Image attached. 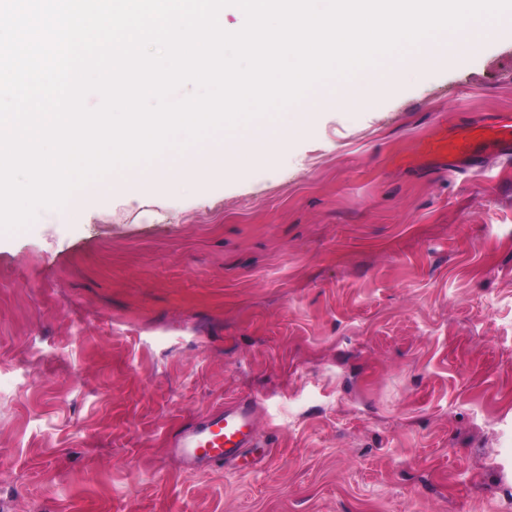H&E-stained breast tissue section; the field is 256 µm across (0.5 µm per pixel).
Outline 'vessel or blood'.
<instances>
[{
  "label": "vessel or blood",
  "mask_w": 512,
  "mask_h": 512,
  "mask_svg": "<svg viewBox=\"0 0 512 512\" xmlns=\"http://www.w3.org/2000/svg\"><path fill=\"white\" fill-rule=\"evenodd\" d=\"M512 154V113L497 114L491 122L472 121L455 134L424 145L422 153L434 166L448 173L479 168L485 153ZM256 407L241 399L210 412L198 425L179 432L173 453L184 462L201 465L225 463L236 471H250L258 464Z\"/></svg>",
  "instance_id": "vessel-or-blood-1"
}]
</instances>
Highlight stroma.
I'll list each match as a JSON object with an SVG mask.
<instances>
[{
	"label": "stroma",
	"instance_id": "obj_1",
	"mask_svg": "<svg viewBox=\"0 0 512 512\" xmlns=\"http://www.w3.org/2000/svg\"><path fill=\"white\" fill-rule=\"evenodd\" d=\"M512 110V31L231 175L0 236V512H501L512 160L416 146ZM257 403L255 472L169 442Z\"/></svg>",
	"mask_w": 512,
	"mask_h": 512
}]
</instances>
